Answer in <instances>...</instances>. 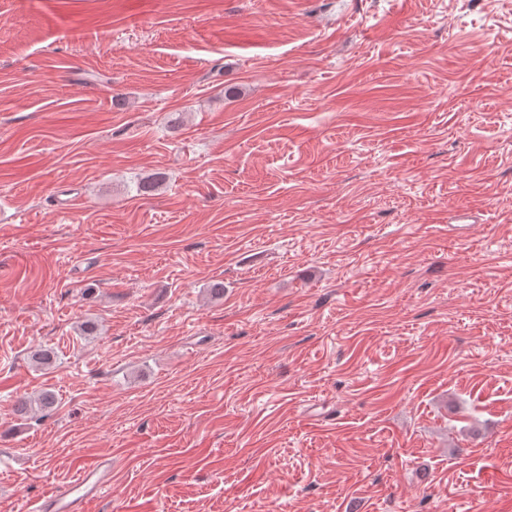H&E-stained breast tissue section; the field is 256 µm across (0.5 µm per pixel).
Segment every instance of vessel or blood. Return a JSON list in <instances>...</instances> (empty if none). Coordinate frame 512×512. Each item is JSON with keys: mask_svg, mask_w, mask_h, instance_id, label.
Masks as SVG:
<instances>
[{"mask_svg": "<svg viewBox=\"0 0 512 512\" xmlns=\"http://www.w3.org/2000/svg\"><path fill=\"white\" fill-rule=\"evenodd\" d=\"M111 484V459H98L39 499L33 512H86L87 504L101 497Z\"/></svg>", "mask_w": 512, "mask_h": 512, "instance_id": "vessel-or-blood-1", "label": "vessel or blood"}]
</instances>
